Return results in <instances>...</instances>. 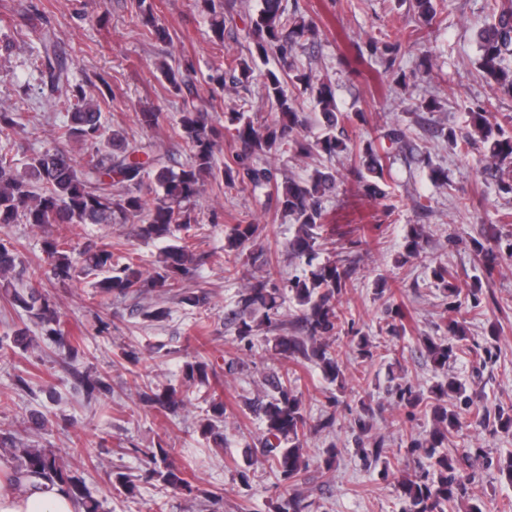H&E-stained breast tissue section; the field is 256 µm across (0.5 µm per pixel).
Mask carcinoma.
<instances>
[{
    "label": "carcinoma",
    "instance_id": "obj_1",
    "mask_svg": "<svg viewBox=\"0 0 512 512\" xmlns=\"http://www.w3.org/2000/svg\"><path fill=\"white\" fill-rule=\"evenodd\" d=\"M205 6L214 37L222 43L227 24L233 23V18L224 16L221 0H205ZM413 7L422 23H431L437 14L434 0H414ZM137 8L140 21L150 35L164 42L171 39L169 31L156 23L152 5L147 0H139ZM244 35L259 55L272 54L284 59L313 40L317 32L305 21H294L285 15L282 0H262V8L250 19ZM476 40L482 78L494 91L512 95V0H489L488 15L476 33ZM40 43L43 84L50 95L70 103L57 138L80 143L90 154L80 162L71 152L53 143L20 166L12 156L18 122L14 113L0 111V229L12 224H29L34 228L48 224H137L142 240L169 241L152 273H146L132 258L121 264L114 261L110 244L88 242L78 249L63 237L48 235L43 240L47 274L62 283L91 276L100 294L113 297H124L131 289L144 286L165 294L174 291L182 303L201 308L207 303V294L182 286L199 265L190 235L192 224L196 223L197 197L213 182L222 183L228 189L270 187L276 207L298 224L291 247L312 267L310 275L296 278L289 288L300 306L305 335L275 336L272 349L295 364L306 360L319 364L324 378L331 383L343 379L334 344L336 330L345 319L340 297L351 285L354 270L334 260L315 263L318 259L317 229L322 225L324 201L333 194L336 178L317 168L306 179L290 178L280 182L265 159L273 151L289 150L308 156L316 150L332 158L348 150L345 125L351 121V116L340 110L332 89L313 88L310 77L303 72L290 77L291 82L303 90H316L323 135L310 143L299 138V130L307 119L296 108V98L288 93L275 73H269L264 87L267 97L275 104L276 117L258 130L245 113H224L227 122L224 130L238 144V151L220 171L215 163L217 126L198 111L194 104L195 88L183 72L167 63L161 64L168 90L182 99L176 128L189 152V161L176 170L169 165L171 158L156 150L152 143L130 141L122 130L104 122L100 107L87 99L82 85L70 80L69 66L60 53L53 29L47 27L41 31ZM400 49L397 42L384 44L385 72L394 82L404 84L407 75L397 64ZM251 73L248 60L231 58L227 67L215 68L211 79L224 89L229 82L238 85L249 81ZM491 108L490 100L477 105L470 110L467 131L459 134L450 127L443 137L453 148L482 146L487 177L496 181L498 193L512 194V134H507L505 129L512 125V115L504 113L502 120L492 122L486 116ZM360 154L361 165L353 171V176L366 195L386 197L383 186L389 174L375 140H368ZM146 188L154 192L150 207L143 197ZM255 241L256 225L239 223L225 236V250L240 254ZM486 241V245L475 242V247L482 256L486 278L490 279L500 265L503 252H508V257L512 258V241L501 245V238L495 231ZM432 273L448 298V309L454 313V318L446 323L448 337L426 336L423 346L435 368L446 375L448 363L456 357L460 343L468 340L465 323L467 316L481 304L482 288L478 284L464 294L457 285V274L448 267L437 266ZM25 274L26 268L15 246L0 238V298L34 318L46 338L69 357H75L78 347L65 342L58 329L56 304L37 288L17 287ZM462 295L470 305L463 306ZM280 298L281 291L271 270L245 289L240 299L239 341L249 343L258 328L272 325ZM183 375L190 383L207 384L210 364L198 354L185 363ZM80 380L89 396L110 392V384L104 376L87 375ZM297 382L294 369L278 375L271 382L272 394L248 405L265 423L267 437L263 455L283 479L294 482L307 467L304 458L307 432L333 424L330 415L310 422L296 394ZM391 391L406 410V418H413L428 408L434 421L433 429L426 436L412 437L407 443L411 453L427 460L428 470L413 479L405 478L396 486L403 512H448L451 504L466 497L468 486L475 481V471L467 467L471 460L469 453L455 460L444 452L450 438L462 428V414L471 411L473 397L452 378L433 388L429 402L405 382L394 384ZM450 394L456 401L452 407L448 406ZM144 397L146 402L161 410L175 411L183 404L182 396L173 387L151 395L146 393ZM211 409L213 420L205 425V431L213 435L215 447L220 449L223 436L216 431V422L224 417L223 401H213ZM0 454L11 458L15 480L48 481L82 500L85 512H100L99 502L86 494L84 485L72 475L70 465L53 451L21 448L15 436L0 431ZM157 476L173 491L191 493L196 490L182 472L173 468L159 471ZM309 507L303 498L293 494L283 500L278 512H306Z\"/></svg>",
    "mask_w": 512,
    "mask_h": 512
}]
</instances>
